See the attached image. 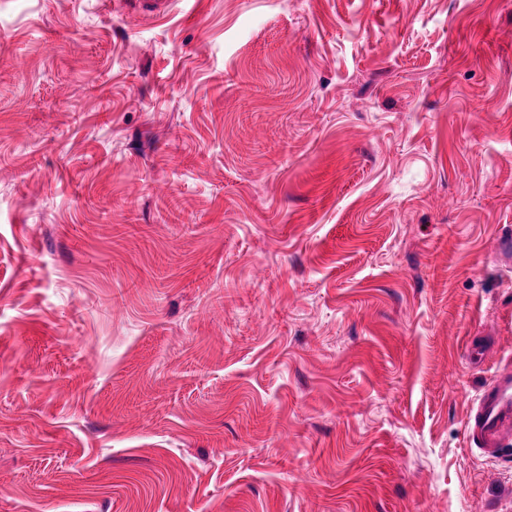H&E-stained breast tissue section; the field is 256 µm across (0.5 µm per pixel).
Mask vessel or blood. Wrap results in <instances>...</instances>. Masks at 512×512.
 I'll return each instance as SVG.
<instances>
[{"label":"vessel or blood","instance_id":"obj_1","mask_svg":"<svg viewBox=\"0 0 512 512\" xmlns=\"http://www.w3.org/2000/svg\"><path fill=\"white\" fill-rule=\"evenodd\" d=\"M466 439L479 454L500 458L512 453V368H498L470 406Z\"/></svg>","mask_w":512,"mask_h":512}]
</instances>
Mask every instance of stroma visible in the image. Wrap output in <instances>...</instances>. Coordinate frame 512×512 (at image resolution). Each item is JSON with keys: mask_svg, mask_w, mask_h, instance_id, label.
Listing matches in <instances>:
<instances>
[{"mask_svg": "<svg viewBox=\"0 0 512 512\" xmlns=\"http://www.w3.org/2000/svg\"><path fill=\"white\" fill-rule=\"evenodd\" d=\"M507 237L512 0H0V512H512ZM471 450L489 458L512 453V368H498L470 406L465 422Z\"/></svg>", "mask_w": 512, "mask_h": 512, "instance_id": "35a3bbf8", "label": "stroma"}]
</instances>
